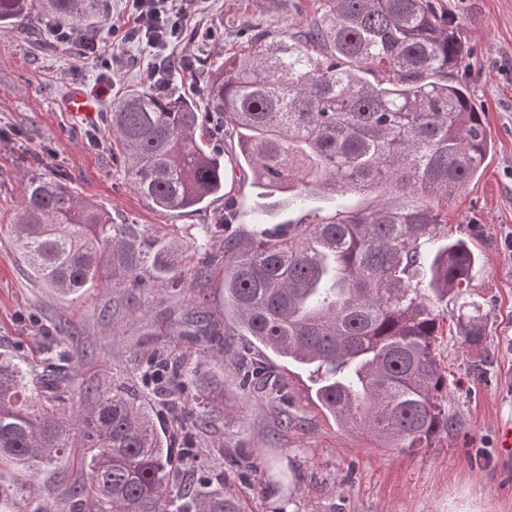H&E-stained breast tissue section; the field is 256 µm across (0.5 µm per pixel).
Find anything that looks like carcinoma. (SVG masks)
Instances as JSON below:
<instances>
[{
    "mask_svg": "<svg viewBox=\"0 0 512 512\" xmlns=\"http://www.w3.org/2000/svg\"><path fill=\"white\" fill-rule=\"evenodd\" d=\"M298 30L253 26L224 62L184 68L206 84V109L149 85L112 104L108 131L134 189L166 212L224 191V154L205 139H235L255 183L268 193L390 191L397 206L278 224L224 241V313L240 334L290 366L265 387L261 364L240 385L309 408L377 448H430L448 434V369L436 353L439 315L418 292L423 268L442 299L470 309L463 342L487 336L468 300L477 258L444 239L448 199L481 171L492 148L483 114L448 75L465 73L468 49L437 0H322ZM49 16L56 27L91 31L108 20L104 0H0V25L22 34ZM24 264L62 296L83 288H184L205 270L137 224H117L78 200L63 178L33 175L14 216ZM437 243L433 257L421 251ZM169 324L170 336L211 335L205 308ZM62 363L44 373L0 353V459L35 478L42 464L71 457L59 479L71 512H242L238 500L177 482L154 416L116 382L73 377L93 348L66 332ZM169 384L171 418L194 422L178 396L184 358L165 349L147 363Z\"/></svg>",
    "mask_w": 512,
    "mask_h": 512,
    "instance_id": "carcinoma-1",
    "label": "carcinoma"
}]
</instances>
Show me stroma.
Segmentation results:
<instances>
[{
  "instance_id": "obj_1",
  "label": "stroma",
  "mask_w": 512,
  "mask_h": 512,
  "mask_svg": "<svg viewBox=\"0 0 512 512\" xmlns=\"http://www.w3.org/2000/svg\"><path fill=\"white\" fill-rule=\"evenodd\" d=\"M459 23L469 51L465 83L474 107L484 112L493 149L480 175L448 202V237L469 242L478 257L470 292L480 305L487 340L466 348L457 333L458 299L420 294L441 316L437 351L448 369V410L456 424L433 448H376L332 419L310 413L304 401L291 408L305 419L302 430H282L273 407L239 384L237 354L247 344L227 337L188 351L189 377L182 397L207 401L224 394V408L205 426L173 425L164 395L147 385L143 365L166 330L168 317L186 309L182 289L135 292L86 288L62 296L35 281L20 259L10 226L29 175H65L82 201L108 212L115 223L138 224L188 249L193 260L223 255L224 234L213 227L227 201L238 207L236 234L264 224H307L314 217L372 209L395 202L390 193L349 192L289 201L278 193L262 198L250 173L226 167L224 194L197 210L162 213L132 186L112 146L106 115L127 87L148 82V58L134 43L113 42V71L57 46L42 47L49 20L21 35L0 27V352L34 364L47 361L66 322L96 346L97 358L82 375L124 384L150 403L158 424L174 436L177 475L184 484L207 476L211 490L232 494L244 512H512V461L497 447L501 423L512 421V0H441ZM320 11L319 0H198L188 38L174 56L223 61L225 45L245 44L247 28L298 29ZM94 95L97 113L84 120L65 112L71 89ZM115 306L111 317L103 307ZM202 453L188 458L186 443ZM65 461L42 467L33 482L0 462V486L19 498L58 497Z\"/></svg>"
}]
</instances>
